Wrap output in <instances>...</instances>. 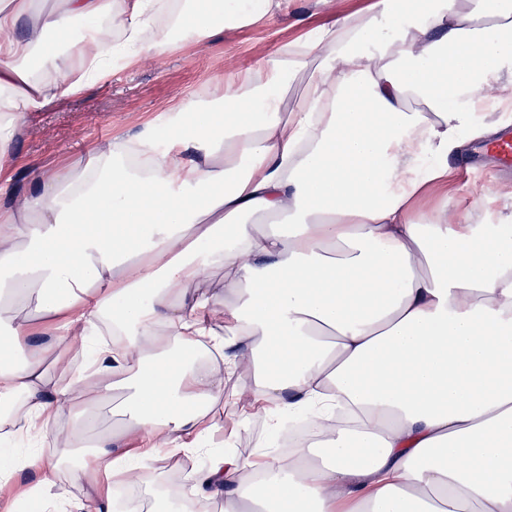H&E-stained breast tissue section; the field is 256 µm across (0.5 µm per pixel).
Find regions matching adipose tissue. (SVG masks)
Masks as SVG:
<instances>
[{
	"mask_svg": "<svg viewBox=\"0 0 512 512\" xmlns=\"http://www.w3.org/2000/svg\"><path fill=\"white\" fill-rule=\"evenodd\" d=\"M272 6L182 0L157 30L165 0H7L0 132L115 53L159 59L184 27ZM49 31L68 39L54 82L25 65ZM217 88L173 110L163 149L146 132L0 182V439L52 446L24 462L30 512H143L116 482L171 450L205 460L178 512H512V225L419 204L493 135L480 112L512 111V0H374ZM73 350L88 371L64 382L48 363ZM242 360L252 398L320 432L289 461L206 445Z\"/></svg>",
	"mask_w": 512,
	"mask_h": 512,
	"instance_id": "1",
	"label": "adipose tissue"
}]
</instances>
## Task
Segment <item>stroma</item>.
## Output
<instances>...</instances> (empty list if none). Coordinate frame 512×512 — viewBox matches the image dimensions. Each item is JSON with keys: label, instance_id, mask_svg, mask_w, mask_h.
<instances>
[{"label": "stroma", "instance_id": "35a3bbf8", "mask_svg": "<svg viewBox=\"0 0 512 512\" xmlns=\"http://www.w3.org/2000/svg\"><path fill=\"white\" fill-rule=\"evenodd\" d=\"M371 2L281 0L271 18L224 28L208 40L184 33L167 50L163 63L147 60L129 66L116 62L83 92L25 113L5 148L6 172L13 183L27 185L35 172L85 163L96 148L111 141L146 129L159 134L178 102L209 97L219 77L247 69L255 58L274 54L287 44L305 41L316 26L363 10ZM448 164L454 175L447 196L429 195L422 199V206L443 202L452 210L469 206L477 224L488 212L498 220L512 218V201L491 196L497 183L493 171L469 174L457 156L450 157ZM208 421L214 429V444L245 447L250 458L260 456L256 429L266 422L264 412L246 413L226 395ZM184 462V456L175 454L162 468L149 472L137 487L144 503L180 484Z\"/></svg>", "mask_w": 512, "mask_h": 512}]
</instances>
